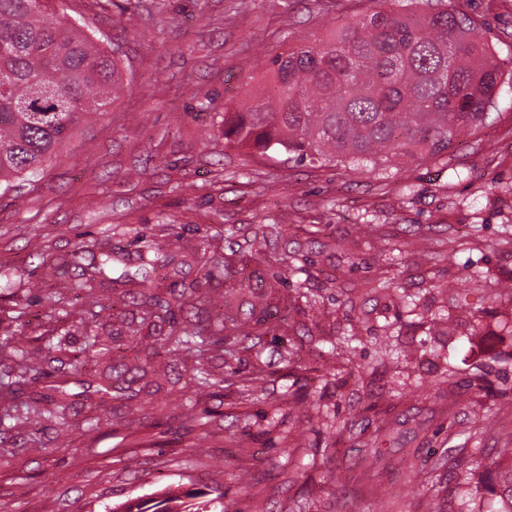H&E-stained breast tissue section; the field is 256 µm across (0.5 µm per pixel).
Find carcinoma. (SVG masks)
<instances>
[{
  "mask_svg": "<svg viewBox=\"0 0 512 512\" xmlns=\"http://www.w3.org/2000/svg\"><path fill=\"white\" fill-rule=\"evenodd\" d=\"M51 0L42 9L32 0H0V189L40 174L56 146L88 116L105 112L123 91L115 55L86 33L88 26L52 18ZM273 79L256 101L224 108V142L261 152L280 147L298 162L387 163L401 156L439 155L465 130L487 118L501 72L482 24L459 10L419 12L376 8L355 15L321 38L303 42L269 61ZM144 271L139 286L147 306H160L156 276L166 267L160 248L139 238ZM89 263L70 289L100 305L97 286L112 265V243L88 251ZM240 324L228 311L214 328L202 320L156 337L171 356L203 355L214 346L234 354ZM109 337L86 336L83 358H70L64 374L78 377L85 364L109 350ZM62 350L48 341L36 356L14 346L16 369L0 377L11 393L49 377L45 361ZM198 395L224 380L206 367L192 380ZM126 387L88 385L91 409L126 400ZM17 419L39 428L53 422L71 427V403L60 384H49L22 401ZM475 489L497 498L490 512H512V448L498 460L469 472ZM153 512H224L219 498L187 503L170 492Z\"/></svg>",
  "mask_w": 512,
  "mask_h": 512,
  "instance_id": "1",
  "label": "carcinoma"
}]
</instances>
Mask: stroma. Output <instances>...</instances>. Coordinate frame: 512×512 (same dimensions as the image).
Segmentation results:
<instances>
[{"label": "stroma", "mask_w": 512, "mask_h": 512, "mask_svg": "<svg viewBox=\"0 0 512 512\" xmlns=\"http://www.w3.org/2000/svg\"><path fill=\"white\" fill-rule=\"evenodd\" d=\"M442 5L486 26L502 77L485 123L436 156L342 167L227 144L220 126L262 90L273 56L348 20L350 0H55L117 45L126 87L0 196V342L65 336L74 349L89 323L113 342L85 381L132 364L141 235L226 258L218 282L193 259L167 273L223 296L246 326L235 356H207L224 379L212 395L182 392L197 355L151 357L93 431L81 385L62 438L20 422L19 399L0 391V512H105L166 488L221 491L224 512L470 508L473 464L512 448V298L487 290L512 280V0ZM106 238L98 312L67 284L76 252ZM46 255L65 267L46 273ZM291 257L323 312L299 300L276 333L254 335L293 293L271 276Z\"/></svg>", "instance_id": "obj_1"}]
</instances>
